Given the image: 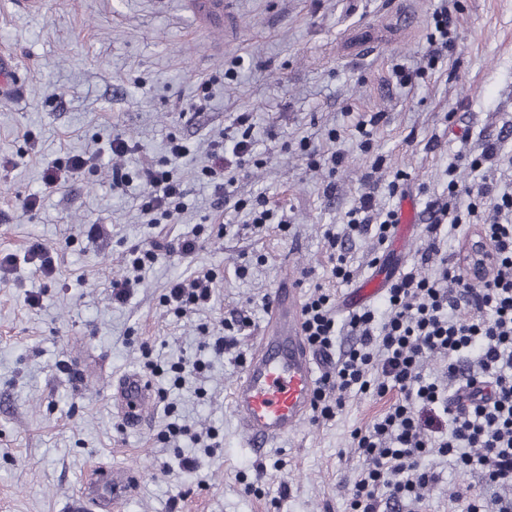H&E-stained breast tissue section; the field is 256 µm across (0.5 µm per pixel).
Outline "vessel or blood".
Masks as SVG:
<instances>
[{
	"label": "vessel or blood",
	"mask_w": 512,
	"mask_h": 512,
	"mask_svg": "<svg viewBox=\"0 0 512 512\" xmlns=\"http://www.w3.org/2000/svg\"><path fill=\"white\" fill-rule=\"evenodd\" d=\"M390 277L387 271L372 276L344 298L343 308L374 299L384 291ZM320 361V353L304 335L296 282L285 277L269 299L267 324L232 389V407L250 447H269L306 422L313 407ZM112 398L122 424L136 428L143 422L154 392L143 376L128 373L113 384ZM96 475L101 492L83 494L85 505L94 512H109L112 503L124 497L136 480L130 473L122 482H115L104 468Z\"/></svg>",
	"instance_id": "obj_1"
}]
</instances>
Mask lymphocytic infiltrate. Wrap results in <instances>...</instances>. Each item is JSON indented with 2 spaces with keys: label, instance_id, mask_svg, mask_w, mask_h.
I'll list each match as a JSON object with an SVG mask.
<instances>
[{
  "label": "lymphocytic infiltrate",
  "instance_id": "obj_1",
  "mask_svg": "<svg viewBox=\"0 0 512 512\" xmlns=\"http://www.w3.org/2000/svg\"><path fill=\"white\" fill-rule=\"evenodd\" d=\"M150 187L141 208L151 223H171L183 207L186 191L173 170L150 165L129 174L112 171L119 190L133 180ZM492 215L479 227L434 203L426 254L439 250L440 233L463 241L470 232L490 247L491 271L482 283L471 281L461 261L441 264L434 276L412 273L396 278L385 296L384 322L368 308L351 315L355 343L340 351L332 371L318 384L314 403L328 418L345 405L351 392H397L392 406L370 427L353 434L356 452L367 466L351 488L352 512H395L419 499L435 480L422 468L429 453L453 457L460 469L480 467L485 486L512 488V192L498 193ZM397 222L395 211L373 212L364 197L346 215V235L325 230L331 249V274L346 282L347 243L366 232L386 242ZM218 275L208 272L170 284L163 298L174 314L211 302ZM308 342L326 351L336 336L331 298L319 292L302 307ZM446 360L442 377H426L425 357ZM466 393L467 405L455 408L452 397Z\"/></svg>",
  "mask_w": 512,
  "mask_h": 512
}]
</instances>
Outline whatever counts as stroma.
<instances>
[{
	"label": "stroma",
	"mask_w": 512,
	"mask_h": 512,
	"mask_svg": "<svg viewBox=\"0 0 512 512\" xmlns=\"http://www.w3.org/2000/svg\"><path fill=\"white\" fill-rule=\"evenodd\" d=\"M448 6L456 43L428 68L433 14ZM231 17L208 22L194 0H41L23 10L0 0V50L16 57L23 94L0 98V254L19 264L0 272V512H74L93 467L134 469L133 490L112 512H350L349 481L365 465L352 447L356 429L396 400L351 395L341 415L310 416L277 446L254 452L244 443L231 392L264 329L267 300L285 273L301 297L315 284L343 298L351 284L330 274L323 232L343 225L362 196L375 208L399 207L389 196L393 172H407L415 196L417 237L401 271L431 275L421 263L429 200L447 201L448 178L480 175L464 162L490 140L512 156V0H229ZM424 69L402 86L394 64ZM236 67L234 79L224 76ZM247 112L260 163L235 172L224 199L201 178L211 141L234 131ZM381 114L373 150L354 139L359 119ZM132 151L113 161V135ZM189 146L172 167L187 207L171 224L140 213L147 188H112V166L135 171L167 159V140ZM341 149L337 171L311 166L299 149ZM87 166L56 186L43 171L69 156ZM266 194L285 211L290 229L253 225L238 200ZM36 196L33 209L23 200ZM222 226L193 255H163L143 271L125 300L113 281L131 276L130 246L191 233L203 218ZM52 253L43 276L23 256L33 243ZM392 246L372 234L355 238L349 256L356 280L382 268ZM247 266L238 275L239 266ZM213 268L222 277L208 307L175 316L160 297L176 279ZM242 321L237 346L215 356L203 345L225 320ZM167 365L209 360L199 375L169 390L149 422L126 429L110 384L145 373L142 349ZM174 405L200 437L162 442ZM221 446L204 450L208 431ZM192 459L194 468L183 465ZM440 475L420 502L402 512H462L455 495L480 486L479 471L427 458Z\"/></svg>",
	"instance_id": "stroma-1"
}]
</instances>
